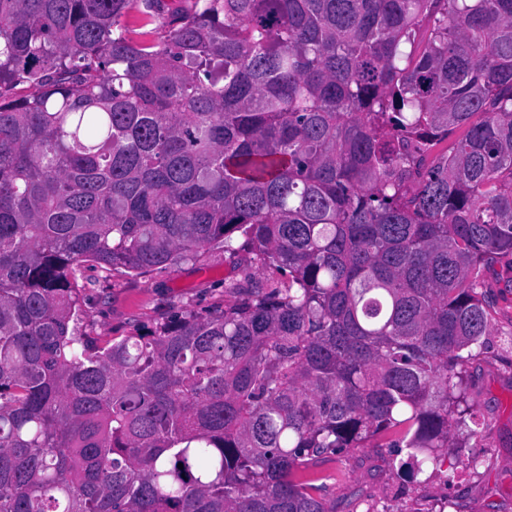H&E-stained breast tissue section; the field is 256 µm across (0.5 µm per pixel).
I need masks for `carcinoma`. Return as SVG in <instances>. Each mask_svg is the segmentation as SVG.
Returning a JSON list of instances; mask_svg holds the SVG:
<instances>
[{"label":"carcinoma","mask_w":512,"mask_h":512,"mask_svg":"<svg viewBox=\"0 0 512 512\" xmlns=\"http://www.w3.org/2000/svg\"><path fill=\"white\" fill-rule=\"evenodd\" d=\"M158 4L0 0V512H335L310 467L388 436L453 474L512 0ZM214 245L249 254L224 308L83 331L86 271ZM155 13L154 27H165L177 11H191L195 0H162Z\"/></svg>","instance_id":"obj_1"}]
</instances>
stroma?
<instances>
[{
  "mask_svg": "<svg viewBox=\"0 0 512 512\" xmlns=\"http://www.w3.org/2000/svg\"><path fill=\"white\" fill-rule=\"evenodd\" d=\"M239 258L213 248L196 265L146 276L89 271L82 290L83 327L98 343L153 329L175 315H204L230 303L227 283L239 280ZM491 334L467 366L466 397L477 433L461 440L454 474L400 471L406 451L352 448L313 468L336 512H512V260L484 274Z\"/></svg>",
  "mask_w": 512,
  "mask_h": 512,
  "instance_id": "obj_1",
  "label": "stroma"
}]
</instances>
